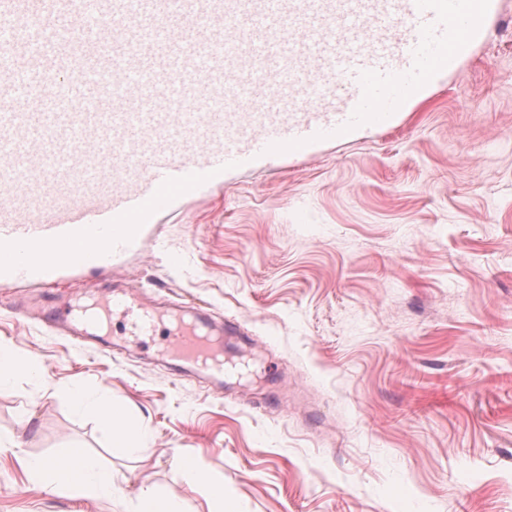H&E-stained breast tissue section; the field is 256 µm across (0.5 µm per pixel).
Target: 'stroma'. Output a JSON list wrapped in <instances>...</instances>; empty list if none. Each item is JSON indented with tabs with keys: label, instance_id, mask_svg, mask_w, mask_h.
Segmentation results:
<instances>
[{
	"label": "stroma",
	"instance_id": "stroma-1",
	"mask_svg": "<svg viewBox=\"0 0 512 512\" xmlns=\"http://www.w3.org/2000/svg\"><path fill=\"white\" fill-rule=\"evenodd\" d=\"M122 267L146 299L236 320L223 391L160 357L109 354L21 319L0 343L40 361L0 390V512H127L141 484L208 512L172 466L197 458L239 512H512V28L491 26L391 133L362 131L281 171L228 175ZM107 389L151 433L137 457L75 413L66 386ZM29 425H21L22 413ZM75 442L117 494L26 483L19 457Z\"/></svg>",
	"mask_w": 512,
	"mask_h": 512
}]
</instances>
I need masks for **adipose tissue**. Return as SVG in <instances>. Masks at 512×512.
I'll use <instances>...</instances> for the list:
<instances>
[{
	"mask_svg": "<svg viewBox=\"0 0 512 512\" xmlns=\"http://www.w3.org/2000/svg\"><path fill=\"white\" fill-rule=\"evenodd\" d=\"M68 397L76 411L94 415L113 447L122 449L127 456L139 455L147 444L146 427L129 421L125 412L105 396L91 395L82 386L74 385L69 388ZM22 465L28 481L48 492L75 490L88 497L110 498L117 491L111 470L74 443L58 448L51 457L23 458ZM173 465L187 482L203 488L209 512H238L236 504L224 495L223 479L204 476L195 458L179 456Z\"/></svg>",
	"mask_w": 512,
	"mask_h": 512,
	"instance_id": "ef3b65f1",
	"label": "adipose tissue"
}]
</instances>
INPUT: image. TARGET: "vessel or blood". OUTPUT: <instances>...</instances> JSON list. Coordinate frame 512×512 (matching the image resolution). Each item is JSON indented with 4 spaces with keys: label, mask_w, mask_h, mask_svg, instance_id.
I'll return each instance as SVG.
<instances>
[{
    "label": "vessel or blood",
    "mask_w": 512,
    "mask_h": 512,
    "mask_svg": "<svg viewBox=\"0 0 512 512\" xmlns=\"http://www.w3.org/2000/svg\"><path fill=\"white\" fill-rule=\"evenodd\" d=\"M496 0H0V287L102 348L114 315L224 385V327L159 310L119 259L227 174L385 132Z\"/></svg>",
    "instance_id": "vessel-or-blood-1"
}]
</instances>
